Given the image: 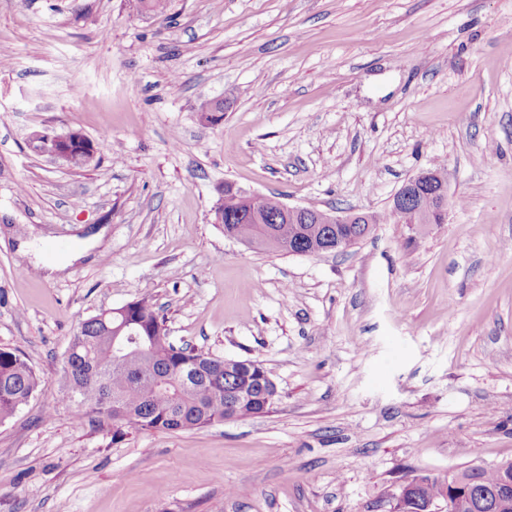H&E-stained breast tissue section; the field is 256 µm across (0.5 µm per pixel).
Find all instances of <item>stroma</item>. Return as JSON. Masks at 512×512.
I'll use <instances>...</instances> for the list:
<instances>
[{
    "label": "stroma",
    "mask_w": 512,
    "mask_h": 512,
    "mask_svg": "<svg viewBox=\"0 0 512 512\" xmlns=\"http://www.w3.org/2000/svg\"><path fill=\"white\" fill-rule=\"evenodd\" d=\"M1 53L0 348L43 384L0 423V512H389L407 478L512 460V0H0ZM42 127L106 147L62 168ZM437 165L421 235L301 256L214 222L229 184L381 212ZM141 298L174 344L260 361L271 409L76 420L71 336Z\"/></svg>",
    "instance_id": "obj_1"
}]
</instances>
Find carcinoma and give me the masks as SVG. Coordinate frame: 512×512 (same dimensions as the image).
Returning <instances> with one entry per match:
<instances>
[{"label": "carcinoma", "mask_w": 512, "mask_h": 512, "mask_svg": "<svg viewBox=\"0 0 512 512\" xmlns=\"http://www.w3.org/2000/svg\"><path fill=\"white\" fill-rule=\"evenodd\" d=\"M279 199L257 195L250 203L256 215L277 209ZM371 224L411 222L410 213L395 216L387 209L369 214ZM224 232L241 241L260 243L267 253H288V244L304 237L303 224H256L224 206ZM365 224L345 228L341 248L364 238ZM265 369L257 360L227 370L210 354L168 340L164 319L153 302L140 299L126 319L97 314L80 322L72 337L63 369L62 392L75 416L100 415L112 421L115 433L123 428L178 432L226 420L224 393L238 398L237 418L268 411ZM42 385V380L19 353L0 348V421L11 417ZM485 487H494L501 473L494 467L463 474ZM448 482L435 478L422 485V499L442 496Z\"/></svg>", "instance_id": "obj_1"}]
</instances>
